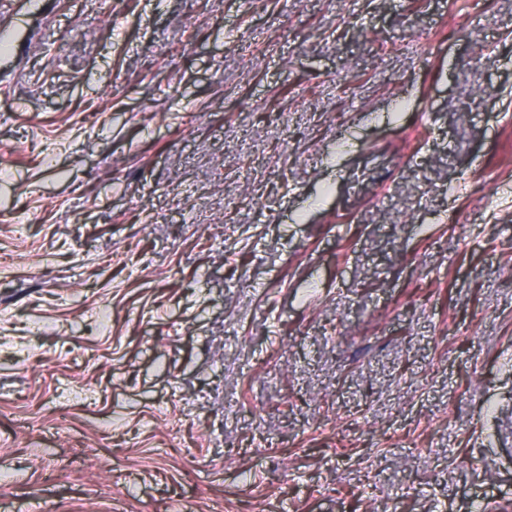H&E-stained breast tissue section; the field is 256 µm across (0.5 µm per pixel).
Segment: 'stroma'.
Segmentation results:
<instances>
[{
    "mask_svg": "<svg viewBox=\"0 0 512 512\" xmlns=\"http://www.w3.org/2000/svg\"><path fill=\"white\" fill-rule=\"evenodd\" d=\"M508 486L512 0L15 16L0 512H481Z\"/></svg>",
    "mask_w": 512,
    "mask_h": 512,
    "instance_id": "stroma-1",
    "label": "stroma"
}]
</instances>
